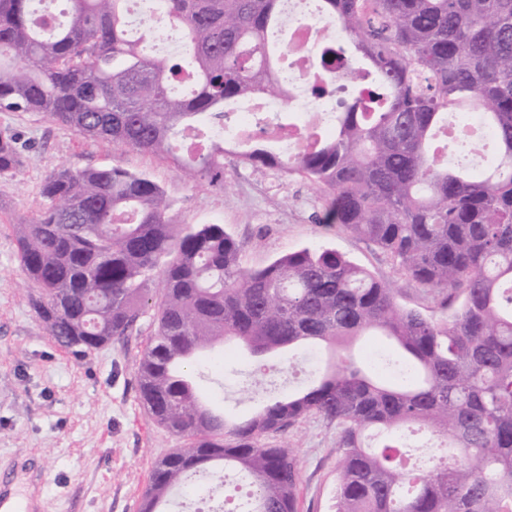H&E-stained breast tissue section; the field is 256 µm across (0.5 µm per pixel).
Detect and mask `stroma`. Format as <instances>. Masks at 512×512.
I'll return each instance as SVG.
<instances>
[{
	"mask_svg": "<svg viewBox=\"0 0 512 512\" xmlns=\"http://www.w3.org/2000/svg\"><path fill=\"white\" fill-rule=\"evenodd\" d=\"M0 135L16 138L23 173L0 178V474L33 481L38 512H139L154 463L180 438L156 425L142 407L136 362L153 332L88 355L59 347L38 319L18 257L15 225L35 217L41 189L55 172L119 165L146 171L166 190L174 224L219 221L243 246L244 267L258 268L303 247H330L376 277L395 282L403 305L441 312L443 295L404 279L373 243L314 223L318 191L310 184L225 153V191L183 179L172 164L136 150L86 140L34 114L0 112ZM252 358L237 352L202 372L228 409L250 415L258 388ZM300 473L299 512H334L336 428L319 418L281 434Z\"/></svg>",
	"mask_w": 512,
	"mask_h": 512,
	"instance_id": "35a3bbf8",
	"label": "stroma"
}]
</instances>
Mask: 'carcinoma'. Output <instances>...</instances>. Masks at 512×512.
<instances>
[{
	"instance_id": "cac0c4a2",
	"label": "carcinoma",
	"mask_w": 512,
	"mask_h": 512,
	"mask_svg": "<svg viewBox=\"0 0 512 512\" xmlns=\"http://www.w3.org/2000/svg\"><path fill=\"white\" fill-rule=\"evenodd\" d=\"M50 25L35 0H0V112L35 113L84 138L172 163L224 189V120L241 99L291 101L274 45L282 0H158L183 51L164 58L128 32L127 0H68ZM340 38L320 51L350 89L330 133L278 154L243 142L242 160L308 182L316 223L387 254L405 278L448 292L441 315L334 249L302 248L248 269L222 224H170L164 189L115 165L64 169L45 207L17 224L18 259L54 342L86 355L155 332L136 366L142 406L186 440L153 466L140 512H167L177 487L233 471L249 512H297L292 449L270 440L316 416L336 426L335 512H512V0H318ZM191 80L186 92L176 89ZM478 116L484 133L448 136ZM22 172L0 137V177ZM371 331L403 355L389 377L356 366ZM254 371L301 347L329 349L315 381L268 392L245 419L200 396L193 375L218 345ZM436 441L410 463L399 432Z\"/></svg>"
}]
</instances>
